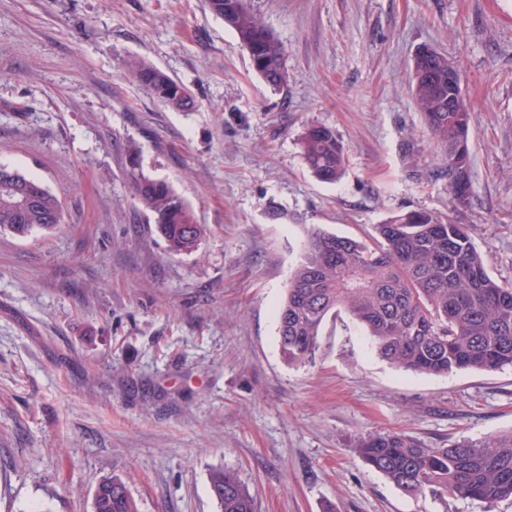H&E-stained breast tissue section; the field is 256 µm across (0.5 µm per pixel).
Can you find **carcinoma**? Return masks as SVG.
<instances>
[{
  "instance_id": "obj_1",
  "label": "carcinoma",
  "mask_w": 512,
  "mask_h": 512,
  "mask_svg": "<svg viewBox=\"0 0 512 512\" xmlns=\"http://www.w3.org/2000/svg\"><path fill=\"white\" fill-rule=\"evenodd\" d=\"M207 3L249 51L256 74L273 90L283 89L285 50L247 0ZM126 67L162 105L181 110L191 104L186 87L160 68L137 59ZM410 87L428 130L443 146L454 207L465 208L471 198V109L460 83L448 82V58L437 53L414 62ZM299 147L319 181L333 184L344 174L345 149L332 129L306 127ZM130 182L133 197L151 215L168 249L176 254L195 251L202 227L172 188L144 175L135 159ZM24 190L31 198L25 207L0 189V231L26 237L55 229L61 222L58 198L31 177ZM337 308L362 326L384 360L406 371L447 375L512 366V285L490 274L466 227L451 218L409 211L376 225L369 243L311 227L277 310L279 349L287 365L313 361L320 328ZM356 451L409 495L450 491L489 504L512 497V432L446 448H427L403 433L388 432L361 439ZM210 489L221 512H255L234 472L214 471ZM94 508L137 512L119 478L99 484Z\"/></svg>"
}]
</instances>
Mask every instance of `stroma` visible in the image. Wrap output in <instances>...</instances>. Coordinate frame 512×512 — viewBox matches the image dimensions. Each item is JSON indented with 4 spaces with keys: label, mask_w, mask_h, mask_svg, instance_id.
<instances>
[{
    "label": "stroma",
    "mask_w": 512,
    "mask_h": 512,
    "mask_svg": "<svg viewBox=\"0 0 512 512\" xmlns=\"http://www.w3.org/2000/svg\"><path fill=\"white\" fill-rule=\"evenodd\" d=\"M248 3L284 46L282 91L205 0H0V164L62 205L52 231H0V512H94L112 477L138 512H220V468L256 512H512L404 494L355 451L389 431L429 448L512 431V367L396 369L342 309L291 367L276 319L310 225L365 239L407 211L453 214L408 89L425 46L472 110L458 221L512 283V0ZM132 57L192 106L153 100ZM310 125L345 147L336 183L303 163ZM134 162L192 210L195 252L168 250L132 196ZM126 67L137 78L146 92L157 102L172 109H185L192 98L186 87L160 68L144 61L131 59Z\"/></svg>",
    "instance_id": "1"
}]
</instances>
